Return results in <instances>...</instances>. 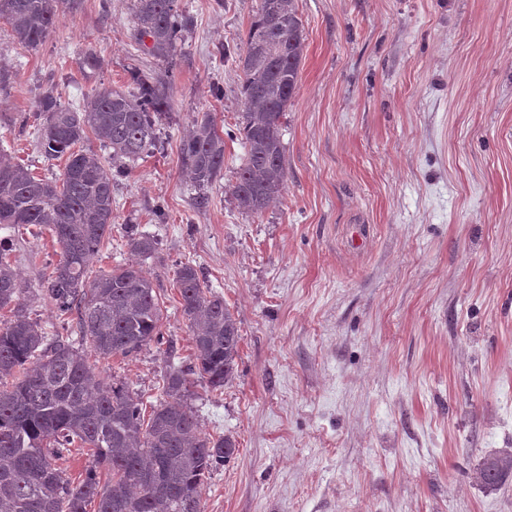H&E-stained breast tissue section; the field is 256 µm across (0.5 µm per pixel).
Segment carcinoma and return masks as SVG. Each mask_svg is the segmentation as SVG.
Wrapping results in <instances>:
<instances>
[{"label": "carcinoma", "mask_w": 512, "mask_h": 512, "mask_svg": "<svg viewBox=\"0 0 512 512\" xmlns=\"http://www.w3.org/2000/svg\"><path fill=\"white\" fill-rule=\"evenodd\" d=\"M78 0H0V19L21 44L36 48L49 35L62 7ZM191 20L178 0H134L133 38L142 51L165 63L160 72L133 71L127 91L102 86L82 105L66 107L54 89L36 101L42 119L39 146L48 160L66 157L64 172L41 176L0 151V225L46 227L60 259L46 273L41 292L61 315L77 314L76 338L48 335L31 318L8 250L0 248V512H202L205 474L235 451L232 436L209 437L194 409L198 378L212 391L235 376L241 340L224 298L203 285L191 263L175 282L192 327L193 362L172 346L163 351L162 398L142 413L138 395L109 383L90 357L139 353L160 340L162 310L143 270L122 265L89 278V266L112 230L113 191L138 159L163 146V119L178 47ZM305 49L296 0H260L243 50L223 45L242 72L239 134L244 160L232 185L236 208L261 214L281 196L288 179L284 136ZM91 130L103 156L83 147ZM179 163L194 191L192 204L208 206L224 175V135L203 113L179 143ZM129 250L151 257L157 239L127 226ZM88 449L92 465L74 483L53 460L69 448ZM108 467L102 482L97 469ZM512 477V451L486 457L476 479L487 489Z\"/></svg>", "instance_id": "cac0c4a2"}]
</instances>
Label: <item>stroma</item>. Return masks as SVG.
Returning a JSON list of instances; mask_svg holds the SVG:
<instances>
[{
	"instance_id": "1",
	"label": "stroma",
	"mask_w": 512,
	"mask_h": 512,
	"mask_svg": "<svg viewBox=\"0 0 512 512\" xmlns=\"http://www.w3.org/2000/svg\"><path fill=\"white\" fill-rule=\"evenodd\" d=\"M179 6L193 26L164 147L120 180L90 266L139 263L162 338L98 370L156 402L160 345L191 358L174 270L196 265L241 334L232 383L196 390L202 432L236 442L201 487L202 512H512V480L491 491L474 479L512 450V0H298L288 180L259 215L230 195L240 71L218 53L241 43L259 0ZM133 26L132 0H80L31 49L0 20V148L61 174L64 159L37 144L38 95L52 85L76 107L100 85L128 89L132 65L157 68ZM202 112L228 137L199 211L178 145ZM129 224L156 235L154 257L128 250ZM1 238L23 288L60 258L50 233Z\"/></svg>"
}]
</instances>
